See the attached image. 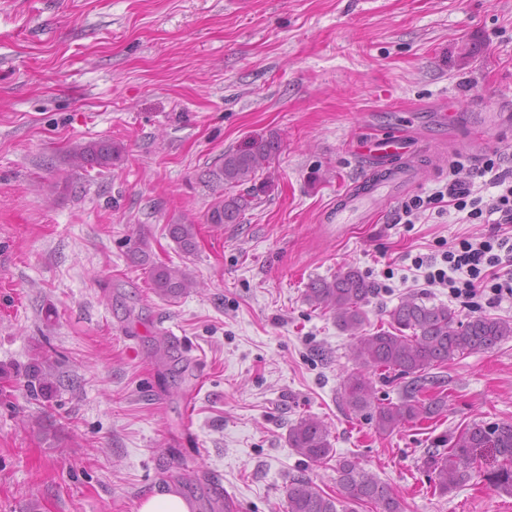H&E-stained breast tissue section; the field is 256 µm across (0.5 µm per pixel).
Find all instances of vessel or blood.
I'll return each mask as SVG.
<instances>
[{
  "instance_id": "vessel-or-blood-1",
  "label": "vessel or blood",
  "mask_w": 512,
  "mask_h": 512,
  "mask_svg": "<svg viewBox=\"0 0 512 512\" xmlns=\"http://www.w3.org/2000/svg\"><path fill=\"white\" fill-rule=\"evenodd\" d=\"M353 151L368 163L371 173L338 198L333 223H364L372 210L384 206L425 176L411 137L396 134L365 139L356 142Z\"/></svg>"
}]
</instances>
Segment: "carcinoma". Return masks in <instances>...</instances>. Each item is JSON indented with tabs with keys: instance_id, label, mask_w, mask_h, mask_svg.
<instances>
[{
	"instance_id": "obj_1",
	"label": "carcinoma",
	"mask_w": 512,
	"mask_h": 512,
	"mask_svg": "<svg viewBox=\"0 0 512 512\" xmlns=\"http://www.w3.org/2000/svg\"><path fill=\"white\" fill-rule=\"evenodd\" d=\"M278 137L260 136L245 146L224 152L221 165L212 173L216 182L240 187L255 181L257 172L278 152ZM121 147L100 140L74 147L72 164L79 168H108L120 158ZM254 188L244 193L220 195L207 212L210 224H237L251 205ZM168 235L186 255L197 249L194 224H169ZM132 262L147 270L150 288L163 298L176 299L196 287L187 268L154 260L141 246L130 250ZM373 288L354 268L340 270L333 279L316 280L306 289V299L315 308L331 312L344 330L359 328L363 306ZM512 337V322L488 315L458 320L446 305H427L417 298L401 301L388 312L387 326L359 337L353 358L356 368L343 380V398L353 411H370L375 431L389 436L406 424L429 422L440 416L448 400L442 376L432 373L457 357L491 350ZM396 371L408 377L398 401L375 399L370 372L384 375ZM289 447L312 461L324 462L333 448L327 426L319 419H300L288 430ZM491 451L494 466L486 473L493 490L512 494V421L474 423L448 438L446 448L425 449L424 461L434 489L446 494L468 482L479 468L483 453ZM336 494L331 495L302 476L286 488L288 512H338L337 505L365 506L372 512H405V504L392 487L363 469L359 462L341 457L336 462Z\"/></svg>"
}]
</instances>
